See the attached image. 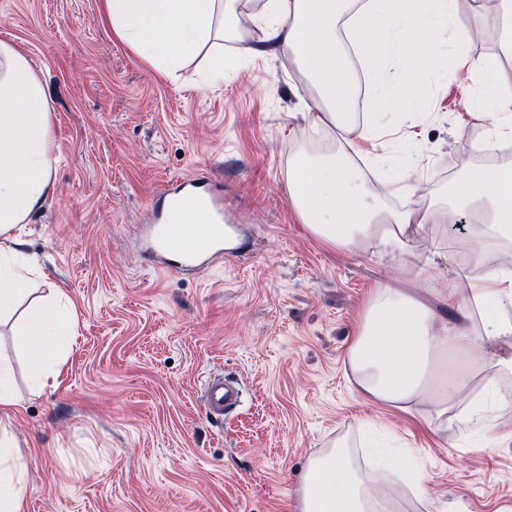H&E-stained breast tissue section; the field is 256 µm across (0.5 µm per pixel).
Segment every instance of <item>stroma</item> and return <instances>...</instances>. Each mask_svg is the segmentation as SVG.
I'll list each match as a JSON object with an SVG mask.
<instances>
[{
  "mask_svg": "<svg viewBox=\"0 0 512 512\" xmlns=\"http://www.w3.org/2000/svg\"><path fill=\"white\" fill-rule=\"evenodd\" d=\"M477 10L487 22L472 52L512 71L493 0H461L460 26ZM2 37L27 54L53 109L54 192L23 237L39 264L34 294L75 314L43 389L11 324L0 325L21 399L0 425L25 463L24 512H300L308 461L336 444L389 512H512V374L490 356L455 355L461 401L491 380L500 401L483 424L442 431L431 401L404 411L369 399L347 362L378 287L451 316L467 293L455 280L467 257L512 270V253L488 252L480 214L459 216L462 234L429 225L426 241L394 257L312 236L288 196V163L345 135L303 121L317 91L287 50L250 58L228 41L223 82L204 84L200 57L164 79L113 37L101 0H0ZM462 79L445 55L418 90L399 74L396 92L413 103L384 116L363 154L409 153L405 180L437 193L480 165L476 144L495 112L473 115ZM195 173L222 190L238 249L211 268L157 270L142 243L156 194ZM434 244L446 255L436 265ZM217 374L242 392L220 420L201 399ZM375 445L412 455L415 472L377 471Z\"/></svg>",
  "mask_w": 512,
  "mask_h": 512,
  "instance_id": "obj_1",
  "label": "stroma"
}]
</instances>
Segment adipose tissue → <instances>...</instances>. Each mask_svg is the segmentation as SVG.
Returning a JSON list of instances; mask_svg holds the SVG:
<instances>
[{
  "label": "adipose tissue",
  "mask_w": 512,
  "mask_h": 512,
  "mask_svg": "<svg viewBox=\"0 0 512 512\" xmlns=\"http://www.w3.org/2000/svg\"><path fill=\"white\" fill-rule=\"evenodd\" d=\"M460 0H260V44L252 55L288 48L317 87L307 114L311 125L337 128L368 139L370 128L356 129L349 112L352 60L366 66V80L379 114L404 108L389 92L391 72L409 69L411 84L423 70L411 66L410 44L427 62L449 51L466 89L478 90L473 111L491 106L498 119L490 138L512 133V75L496 58L474 55L473 29L458 27ZM112 34L152 71L175 77L185 62L206 59V82L223 80L225 60L217 44L240 40L245 0H102ZM351 143L324 154L297 153L288 165L287 187L308 230L337 247L367 245L386 254L406 252L441 213L482 211L489 232L512 240V165L473 167L455 178L443 197H430L389 209L373 197ZM56 164L52 109L26 54L0 39V319L27 294L37 261L22 247L29 217L52 194ZM462 320L448 322L403 291L376 289L362 310L359 334L348 364L353 383L370 398L401 409L420 401L426 390L439 394L440 408L454 401L463 372H449L457 351H481L470 336L471 306L483 310L495 339L512 340V271L498 270L469 279ZM75 319L70 305L48 298L28 306L14 328L20 345L34 352V386L53 379ZM24 465L0 435V512H22ZM301 512H381L356 470L349 452L329 449L313 458L299 488Z\"/></svg>",
  "instance_id": "adipose-tissue-1"
}]
</instances>
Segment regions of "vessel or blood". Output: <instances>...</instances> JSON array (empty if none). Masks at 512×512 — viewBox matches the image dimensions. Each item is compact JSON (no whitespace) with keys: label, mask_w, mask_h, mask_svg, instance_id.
Listing matches in <instances>:
<instances>
[{"label":"vessel or blood","mask_w":512,"mask_h":512,"mask_svg":"<svg viewBox=\"0 0 512 512\" xmlns=\"http://www.w3.org/2000/svg\"><path fill=\"white\" fill-rule=\"evenodd\" d=\"M158 210L159 231L152 238L156 250L164 255L178 256L185 265L196 266L206 260H216L224 254V207L209 194L197 178L187 177L164 186L160 192ZM186 199L198 200L203 217L199 224H175L173 208ZM237 395L224 385L222 377L211 378L204 391L205 402L216 416H223Z\"/></svg>","instance_id":"obj_1"}]
</instances>
